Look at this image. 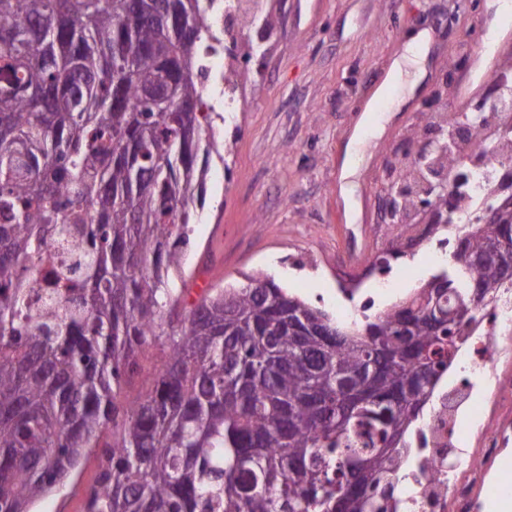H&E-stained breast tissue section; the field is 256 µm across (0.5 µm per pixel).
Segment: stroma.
<instances>
[{"label": "stroma", "instance_id": "obj_1", "mask_svg": "<svg viewBox=\"0 0 512 512\" xmlns=\"http://www.w3.org/2000/svg\"><path fill=\"white\" fill-rule=\"evenodd\" d=\"M259 0L266 21L261 65L244 64L238 76L244 111L225 112L219 72L207 78L206 100L225 118L214 137L223 156H210L196 204V230L185 256L189 280L171 276V287L224 288L253 271L268 273L337 319L357 313L377 294V310L406 298L448 266L434 258L435 239H422L435 211L412 206L377 223L395 182L396 162L414 160L452 109L463 74L481 78L472 56L479 46L475 20L498 0ZM430 35L425 75L415 92L391 113L381 137L368 139L356 166L352 195L336 193V170L353 135L369 115L366 103L419 31ZM340 204L346 226L330 220ZM413 252L388 258L385 270L365 274L348 264L349 249L369 245L370 257H388L398 243ZM387 279L385 293L376 284ZM512 414V401L496 397L490 381H476L471 403L459 416L457 447H472L489 407ZM98 477L87 455L66 484L37 512H83L85 494Z\"/></svg>", "mask_w": 512, "mask_h": 512}]
</instances>
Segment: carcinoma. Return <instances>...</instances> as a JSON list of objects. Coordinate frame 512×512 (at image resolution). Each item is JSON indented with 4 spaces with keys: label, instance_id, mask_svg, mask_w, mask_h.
I'll return each mask as SVG.
<instances>
[{
    "label": "carcinoma",
    "instance_id": "obj_1",
    "mask_svg": "<svg viewBox=\"0 0 512 512\" xmlns=\"http://www.w3.org/2000/svg\"><path fill=\"white\" fill-rule=\"evenodd\" d=\"M215 8L0 0V512H32L93 450L85 512H395L448 339L512 289V209L491 205L444 276L350 330L262 275L168 287L199 151L217 150L201 147ZM135 375L146 390L124 403Z\"/></svg>",
    "mask_w": 512,
    "mask_h": 512
}]
</instances>
